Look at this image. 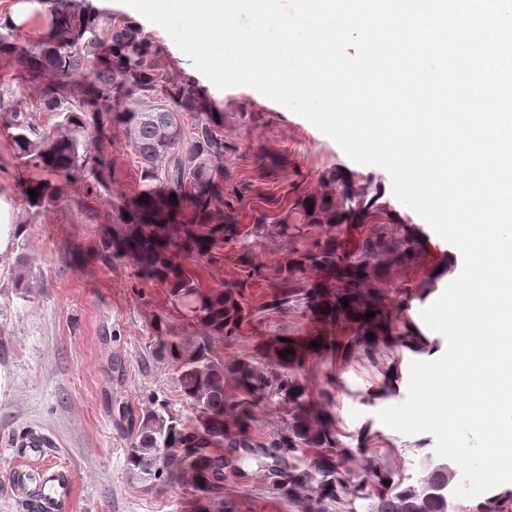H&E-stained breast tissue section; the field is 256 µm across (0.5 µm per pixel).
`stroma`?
I'll list each match as a JSON object with an SVG mask.
<instances>
[{"label":"stroma","mask_w":512,"mask_h":512,"mask_svg":"<svg viewBox=\"0 0 512 512\" xmlns=\"http://www.w3.org/2000/svg\"><path fill=\"white\" fill-rule=\"evenodd\" d=\"M157 47L156 63L164 72L197 81L199 72L162 27L142 25ZM208 98L224 111V138L237 154L225 162L232 182L249 185L241 210L250 212L261 196L288 199L319 190L323 175L370 178L407 223H420L398 201L389 174L377 166L352 162L342 148L305 118L250 87H234ZM257 112L259 124L244 123L242 113ZM283 156L284 166L265 174L252 152ZM112 187L127 197L141 190L140 173L122 134L112 138ZM29 172L18 168L10 141L0 131V189L13 194L15 221L23 232L10 252L0 254V512H21L6 480L12 439L37 429L55 446L52 458L77 478L75 512H192L188 496L174 488L146 489L132 480L126 450L136 437L139 419L152 399L168 401L172 410L189 408L179 392L176 373L152 354L156 321L173 332L188 331L183 311L172 306L167 291L141 279L127 258L103 266L99 241L112 222V210L94 203L79 210L83 182L69 185V198L45 212L29 209L22 195ZM321 324L307 309L256 316L242 326L225 357L261 358L278 336H316ZM366 360L338 352L311 357L300 379L318 390L326 374L339 383L341 409L337 428L351 442L363 426L375 438L378 462L407 465L415 439L384 425L379 411L404 403L407 387L396 396L368 405L360 393L376 373Z\"/></svg>","instance_id":"35a3bbf8"}]
</instances>
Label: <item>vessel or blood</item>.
I'll list each match as a JSON object with an SVG mask.
<instances>
[{
    "mask_svg": "<svg viewBox=\"0 0 512 512\" xmlns=\"http://www.w3.org/2000/svg\"><path fill=\"white\" fill-rule=\"evenodd\" d=\"M52 439L34 430L12 443L8 482L24 512H72L74 478L68 467L49 461Z\"/></svg>",
    "mask_w": 512,
    "mask_h": 512,
    "instance_id": "obj_1",
    "label": "vessel or blood"
}]
</instances>
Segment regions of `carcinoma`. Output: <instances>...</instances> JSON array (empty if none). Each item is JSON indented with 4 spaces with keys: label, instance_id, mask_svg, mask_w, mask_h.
<instances>
[{
    "label": "carcinoma",
    "instance_id": "1",
    "mask_svg": "<svg viewBox=\"0 0 512 512\" xmlns=\"http://www.w3.org/2000/svg\"><path fill=\"white\" fill-rule=\"evenodd\" d=\"M48 3L51 20L35 43L25 42L21 29L0 24V56H25L29 83L36 87L30 104L22 105L0 75L3 130L15 158L24 168L48 174L27 184L25 201L47 211L65 199L66 181L82 180L86 198L112 208L100 260H134L143 279L167 289L192 327L178 335L160 320L154 326L153 354L176 371L191 416L153 400L128 449L130 477L150 487L177 488L197 512H242L240 496L226 492L230 481L245 495L278 499L287 512H512V489L494 490L476 504L456 497L460 467L436 456L426 438L410 449L413 475L365 455L363 444L372 441L367 426L353 452L336 427V382L327 378L313 394L299 379L310 356L336 346L378 367L380 380L367 388L363 402L396 395L397 375L380 367L379 358L396 348L430 353L436 345L401 320L387 297L404 305L426 300L454 264L453 256L447 255L441 271L410 287L398 283L399 274L421 259L427 236L398 217L370 179L324 176L321 190L288 206L278 197L261 198L263 207L253 210L251 224L240 223L248 189L224 187V158L238 148L224 140V113L217 103L206 100L194 82L159 70L156 50L138 26L102 20L66 0ZM45 112L54 118L50 126L37 119ZM114 128L140 168L145 201L112 191ZM31 189L38 193L35 200ZM353 217L369 228L349 249L339 231ZM268 236L288 244L289 260L267 273L245 240ZM233 244L239 245L238 277L220 288L203 286L189 264L216 270L224 246ZM308 272L321 274L324 282L301 287ZM267 280L268 299L252 303L248 288ZM301 306L321 314L333 331L313 337L320 346L277 340L263 362L226 359L216 349L236 342L243 323L255 315ZM369 311L375 316L368 320ZM286 350L290 354L283 359ZM270 404L284 415L267 433L256 422Z\"/></svg>",
    "mask_w": 512,
    "mask_h": 512
}]
</instances>
